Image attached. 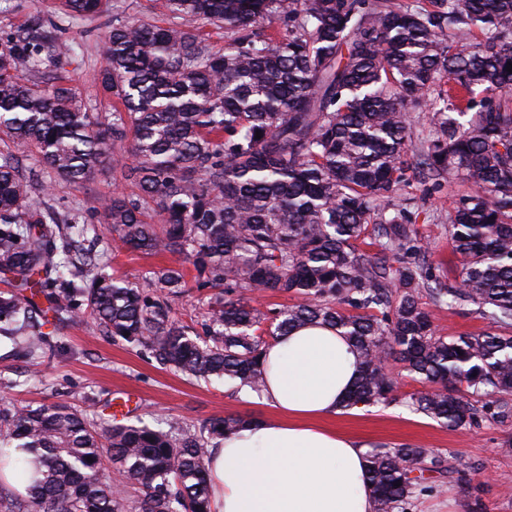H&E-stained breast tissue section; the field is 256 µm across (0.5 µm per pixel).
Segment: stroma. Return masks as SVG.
Here are the masks:
<instances>
[{
	"instance_id": "1",
	"label": "stroma",
	"mask_w": 512,
	"mask_h": 512,
	"mask_svg": "<svg viewBox=\"0 0 512 512\" xmlns=\"http://www.w3.org/2000/svg\"><path fill=\"white\" fill-rule=\"evenodd\" d=\"M36 10L54 21L64 14L59 0H0V32L24 26ZM116 14L127 19L144 17L162 26L172 22L158 0H106L100 13L67 24L65 37L73 44L75 55L62 73L79 92H87L90 80L103 64L99 45ZM15 154L22 174L35 186H47L50 198L64 216L85 214L91 199L129 186L121 172L108 166L89 182L74 185L43 169L34 152L19 148ZM470 189V182L455 178L435 188L411 173L393 194L394 203L416 214V226L429 249L433 272L444 282L458 280L460 274L448 232V214L455 199ZM182 264V259L168 254L146 256L122 251L110 255L108 271L137 281L147 272ZM432 322L436 333L444 336L477 334L488 328L486 320L467 308L454 312L433 309ZM55 340L60 352L36 367L0 350V409L67 401L105 418L113 398L130 392L138 399L137 413L145 421L175 418L193 430L219 416L245 415L262 420L275 414L249 389L221 380L183 376L158 364L143 349L103 336L92 324L60 328ZM388 371L396 382V401L340 410L327 419V426L357 437L369 448L404 444L444 457L457 454L470 463V481L441 476L430 479L429 489L416 493L407 512H473L478 499L484 504V512H512V421L448 429L406 407L405 398L419 391L420 385L396 362H389Z\"/></svg>"
}]
</instances>
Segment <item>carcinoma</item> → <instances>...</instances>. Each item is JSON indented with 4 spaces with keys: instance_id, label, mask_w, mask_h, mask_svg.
Here are the masks:
<instances>
[{
    "instance_id": "carcinoma-1",
    "label": "carcinoma",
    "mask_w": 512,
    "mask_h": 512,
    "mask_svg": "<svg viewBox=\"0 0 512 512\" xmlns=\"http://www.w3.org/2000/svg\"><path fill=\"white\" fill-rule=\"evenodd\" d=\"M430 3L166 0L176 16L224 23V51L179 24L113 19L94 77L95 94L114 102L104 115L42 73L74 54L56 23L35 13L1 35L0 134L75 185L103 158L131 155L134 191L88 211L112 225V248L177 255L217 293L201 331L179 323L169 298L186 287L182 269L135 283L108 274L97 254L74 250L91 223L45 216L17 159L0 153V268L49 302L0 292V344L34 362L53 356L48 313L60 325L85 308L104 335L165 367L259 393L262 348L322 325L349 341L358 367L344 409L394 399L381 364L393 359L424 387L410 410L448 428L511 419L512 0ZM101 5L62 0L75 18ZM409 102L432 112L419 149ZM419 166L476 185L450 214L457 283L433 277L410 212L391 203ZM256 289L299 302L264 311L248 299ZM423 292L441 309L476 307L490 330L436 334ZM252 422L218 417L192 432L171 420L165 431L98 422L69 402L0 410V449L33 454L19 460L26 499L0 494V512H121L106 458L142 490L141 512H211L203 448ZM469 470L421 448L366 454L376 512H401L427 472Z\"/></svg>"
}]
</instances>
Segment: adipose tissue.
<instances>
[{"label": "adipose tissue", "mask_w": 512, "mask_h": 512, "mask_svg": "<svg viewBox=\"0 0 512 512\" xmlns=\"http://www.w3.org/2000/svg\"><path fill=\"white\" fill-rule=\"evenodd\" d=\"M262 360V397L281 416L213 441V512H373L363 445L319 424L339 412L357 375L348 341L306 326L266 346Z\"/></svg>", "instance_id": "adipose-tissue-1"}]
</instances>
